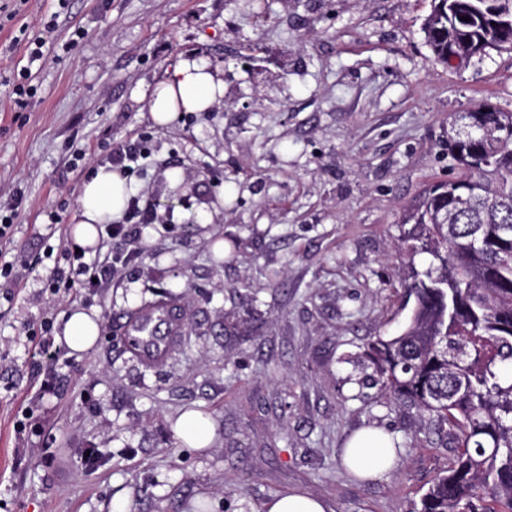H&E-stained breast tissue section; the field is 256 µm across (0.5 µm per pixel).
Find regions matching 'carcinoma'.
Wrapping results in <instances>:
<instances>
[{
  "label": "carcinoma",
  "instance_id": "carcinoma-1",
  "mask_svg": "<svg viewBox=\"0 0 512 512\" xmlns=\"http://www.w3.org/2000/svg\"><path fill=\"white\" fill-rule=\"evenodd\" d=\"M485 7L431 0L423 30L437 61L512 50V0L495 25ZM481 109L458 113L448 135L456 176L405 214L412 228L401 249L429 256L405 285L409 314L361 354L381 393L416 412L431 449L446 450L414 512H512V112H499L502 131L490 141L472 134Z\"/></svg>",
  "mask_w": 512,
  "mask_h": 512
}]
</instances>
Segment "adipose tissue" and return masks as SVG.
Returning <instances> with one entry per match:
<instances>
[{"instance_id":"adipose-tissue-1","label":"adipose tissue","mask_w":512,"mask_h":512,"mask_svg":"<svg viewBox=\"0 0 512 512\" xmlns=\"http://www.w3.org/2000/svg\"><path fill=\"white\" fill-rule=\"evenodd\" d=\"M223 85L206 67L194 60L182 61L173 76L161 83L149 110L158 125H166L178 112H206L222 95ZM128 202L126 180L111 167H99L88 179L78 198V213L71 233L85 247H95L98 227L121 219ZM61 334L68 348L76 353L89 349L99 335L98 315L76 310L68 314ZM344 462L370 479L394 467L395 450L380 432L365 429L353 436L345 449Z\"/></svg>"}]
</instances>
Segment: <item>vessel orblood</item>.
I'll list each match as a JSON object with an SVG mask.
<instances>
[{"instance_id": "b4317fda", "label": "vessel or blood", "mask_w": 512, "mask_h": 512, "mask_svg": "<svg viewBox=\"0 0 512 512\" xmlns=\"http://www.w3.org/2000/svg\"><path fill=\"white\" fill-rule=\"evenodd\" d=\"M184 328L185 319L180 309L156 304L123 315L119 333L131 356L148 369L168 359Z\"/></svg>"}]
</instances>
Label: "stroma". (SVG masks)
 <instances>
[{"label":"stroma","mask_w":512,"mask_h":512,"mask_svg":"<svg viewBox=\"0 0 512 512\" xmlns=\"http://www.w3.org/2000/svg\"><path fill=\"white\" fill-rule=\"evenodd\" d=\"M429 11L430 0H19L0 18V189L25 192L6 243L18 266L47 280L65 265L88 170L115 142L146 140L127 184L160 218L110 287L0 288V512H260L292 489L330 512H413L443 458L356 359L407 315L403 284L428 257L400 251L401 219L448 177L450 118L512 110V52L437 63ZM53 17L55 47L15 110L24 36ZM188 58L224 95L157 125L149 101ZM160 291L179 296L187 328L147 370L120 351L114 318ZM78 308L98 311L96 344L54 366L31 357L25 329ZM45 382L52 393L35 400ZM191 409L210 413L212 447L176 437ZM366 426L413 443L394 470L357 481L341 456Z\"/></svg>","instance_id":"35a3bbf8"}]
</instances>
